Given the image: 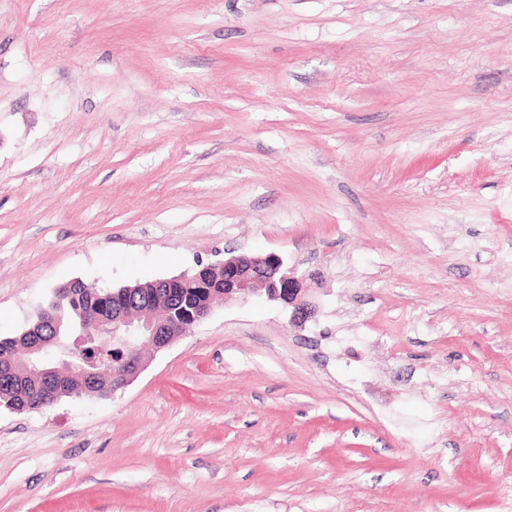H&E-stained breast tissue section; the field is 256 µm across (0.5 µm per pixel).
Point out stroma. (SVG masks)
Instances as JSON below:
<instances>
[{"mask_svg": "<svg viewBox=\"0 0 512 512\" xmlns=\"http://www.w3.org/2000/svg\"><path fill=\"white\" fill-rule=\"evenodd\" d=\"M233 250L315 317L0 409V512H512V0H0V338Z\"/></svg>", "mask_w": 512, "mask_h": 512, "instance_id": "35a3bbf8", "label": "stroma"}]
</instances>
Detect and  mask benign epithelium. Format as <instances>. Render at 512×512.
Returning <instances> with one entry per match:
<instances>
[{
	"label": "benign epithelium",
	"mask_w": 512,
	"mask_h": 512,
	"mask_svg": "<svg viewBox=\"0 0 512 512\" xmlns=\"http://www.w3.org/2000/svg\"><path fill=\"white\" fill-rule=\"evenodd\" d=\"M216 269V281L224 283L225 301L247 296L260 286L268 299L280 300L292 308L294 322L304 324L315 317V309L305 299L295 268L279 254L243 252L224 258L216 266L204 267L206 271ZM86 330L87 333L63 343L38 340L24 352L19 365L21 377L41 381L47 403L53 405L65 395L97 393L108 370L101 368L95 357L87 355L86 344L102 337L112 340V350L120 353L119 377L112 384L115 391L132 382L144 369L146 359L142 351L164 349L182 335L183 326L161 311L151 315L123 313L117 317L94 312L87 319Z\"/></svg>",
	"instance_id": "7a95c632"
}]
</instances>
